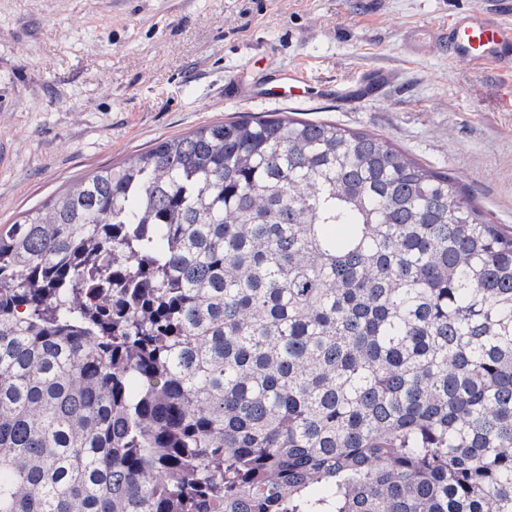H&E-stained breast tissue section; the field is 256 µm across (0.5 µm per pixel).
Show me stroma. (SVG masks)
Wrapping results in <instances>:
<instances>
[{
	"mask_svg": "<svg viewBox=\"0 0 512 512\" xmlns=\"http://www.w3.org/2000/svg\"><path fill=\"white\" fill-rule=\"evenodd\" d=\"M512 0H0V224L155 140L292 111L389 137L512 225V76L413 55L408 33ZM298 69L307 101L237 103L229 81ZM391 81L346 108L338 83Z\"/></svg>",
	"mask_w": 512,
	"mask_h": 512,
	"instance_id": "obj_1",
	"label": "stroma"
}]
</instances>
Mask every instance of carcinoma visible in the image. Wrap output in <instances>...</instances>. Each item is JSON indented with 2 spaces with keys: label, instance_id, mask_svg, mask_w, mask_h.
<instances>
[{
  "label": "carcinoma",
  "instance_id": "cac0c4a2",
  "mask_svg": "<svg viewBox=\"0 0 512 512\" xmlns=\"http://www.w3.org/2000/svg\"><path fill=\"white\" fill-rule=\"evenodd\" d=\"M288 112L0 226V512H512V227Z\"/></svg>",
  "mask_w": 512,
  "mask_h": 512
}]
</instances>
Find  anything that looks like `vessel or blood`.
Returning a JSON list of instances; mask_svg holds the SVG:
<instances>
[{"instance_id":"1","label":"vessel or blood","mask_w":512,"mask_h":512,"mask_svg":"<svg viewBox=\"0 0 512 512\" xmlns=\"http://www.w3.org/2000/svg\"><path fill=\"white\" fill-rule=\"evenodd\" d=\"M409 45L418 55L428 54L444 45L448 48L449 58L466 61L475 67L491 65L501 72L512 73V21L504 22L488 12L458 13L447 27L430 38L411 35ZM389 81V74L372 72L358 85L337 89L336 98L341 104L353 105L382 91Z\"/></svg>"}]
</instances>
